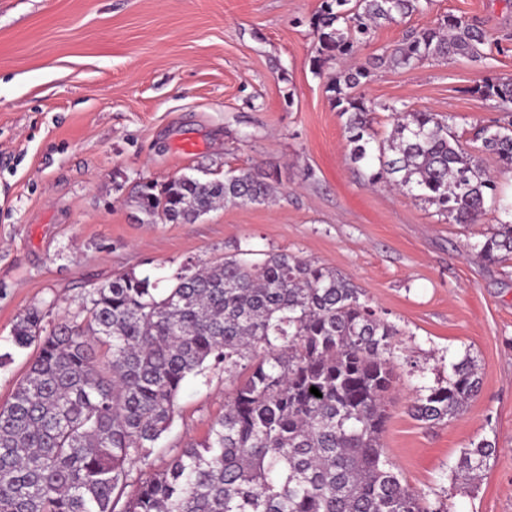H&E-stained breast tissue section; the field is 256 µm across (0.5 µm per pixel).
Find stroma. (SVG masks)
<instances>
[{"mask_svg":"<svg viewBox=\"0 0 512 512\" xmlns=\"http://www.w3.org/2000/svg\"><path fill=\"white\" fill-rule=\"evenodd\" d=\"M320 0H0V403L26 367L11 330L28 308L77 315L81 296L132 271L167 283L186 263L236 248L284 252L337 270L398 330L400 383L383 436L405 483L448 512H512V260L475 245L512 220V178L475 224H455L410 193L368 186L348 156L330 101L329 65L313 71L310 24ZM447 14L480 21L506 45L491 67L459 57L381 67L362 88L378 102L449 116L471 140L504 118L476 94L512 75V0H429L423 13L377 28L358 60L391 50ZM278 172L265 205L219 207L192 224L148 223L139 183L183 174ZM481 385L459 420L427 425L409 404L464 356ZM220 369L188 377L168 444L201 440L224 412ZM496 452L478 487L452 482L463 448Z\"/></svg>","mask_w":512,"mask_h":512,"instance_id":"35a3bbf8","label":"stroma"}]
</instances>
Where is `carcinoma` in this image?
Returning <instances> with one entry per match:
<instances>
[{
	"mask_svg": "<svg viewBox=\"0 0 512 512\" xmlns=\"http://www.w3.org/2000/svg\"><path fill=\"white\" fill-rule=\"evenodd\" d=\"M426 2L321 0L314 70L353 57L377 27ZM495 50L478 21L448 14L328 77L349 159L371 168L368 183L417 190L455 224L480 221L497 177L478 153L512 174V120L479 128L472 151L448 118L379 105L360 88L379 65L460 56L488 67ZM476 93L512 111V79L490 78ZM378 107L394 118L381 140ZM276 179L262 167L221 179L183 174L141 183L135 201L152 224H190L219 204L268 203ZM475 248L491 263L512 257V223ZM81 313L50 325L33 307L12 327V345L34 354L0 404V512H447L403 483L384 452L398 330L342 273L283 252L257 261L233 253L181 267L165 288L117 275L86 292ZM218 367L233 385L224 415L200 442L163 445L185 380ZM479 389L467 354L446 385L417 394L411 415L457 419ZM495 451L488 440L462 449L449 476L477 480ZM154 454L169 457L164 467H152Z\"/></svg>",
	"mask_w": 512,
	"mask_h": 512,
	"instance_id": "cac0c4a2",
	"label": "carcinoma"
}]
</instances>
